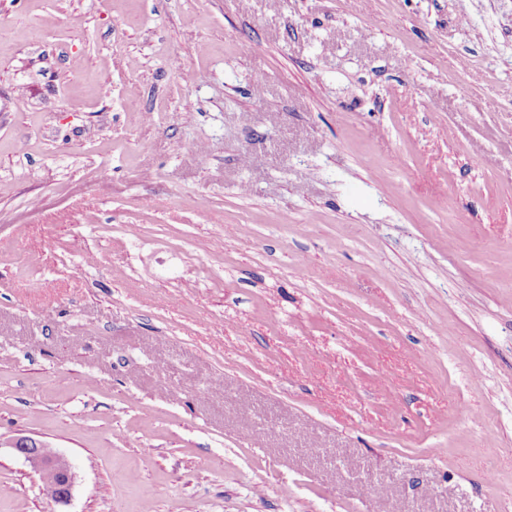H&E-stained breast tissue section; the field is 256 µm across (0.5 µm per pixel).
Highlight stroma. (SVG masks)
<instances>
[{
    "mask_svg": "<svg viewBox=\"0 0 512 512\" xmlns=\"http://www.w3.org/2000/svg\"><path fill=\"white\" fill-rule=\"evenodd\" d=\"M0 512H512V0H0ZM16 453L40 475V478L54 477L58 482L59 494L56 503H64L71 497L75 475L69 462L58 452L51 455L43 453L54 451L45 448V443L30 437H18L8 442Z\"/></svg>",
    "mask_w": 512,
    "mask_h": 512,
    "instance_id": "obj_1",
    "label": "stroma"
}]
</instances>
